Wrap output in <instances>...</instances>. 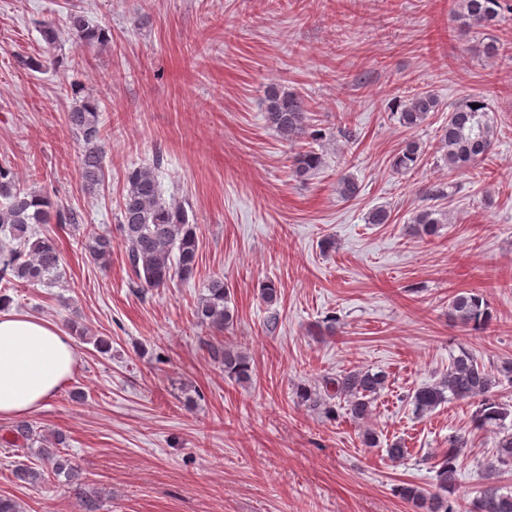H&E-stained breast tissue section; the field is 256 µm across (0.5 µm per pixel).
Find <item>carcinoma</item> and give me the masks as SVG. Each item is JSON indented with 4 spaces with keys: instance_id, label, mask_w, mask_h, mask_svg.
Listing matches in <instances>:
<instances>
[{
    "instance_id": "1",
    "label": "carcinoma",
    "mask_w": 512,
    "mask_h": 512,
    "mask_svg": "<svg viewBox=\"0 0 512 512\" xmlns=\"http://www.w3.org/2000/svg\"><path fill=\"white\" fill-rule=\"evenodd\" d=\"M501 8V0H458L459 16L475 28L496 26ZM66 24L82 44L99 45L107 40L105 30L91 25L80 12L69 14ZM263 104L268 125L282 141L294 142L305 133L309 104L303 96L271 83L265 86ZM438 106L433 93L422 91L398 102L392 116L401 127L413 130L421 127ZM67 123L82 141V185L93 192L104 182L98 101L83 97L69 108ZM496 132L484 100L471 98L452 107L438 140V150L443 152L448 170L465 171L484 160L491 151ZM424 155L422 142L407 139L393 156L392 166L398 171L412 170ZM321 164L319 153L304 151L294 159L293 176L303 183ZM158 169L157 164L142 165L127 172L125 193L117 214L130 280L139 294L163 288L176 277H191L198 264L197 225L190 222L183 206L165 199ZM359 192L358 182L349 175L336 182V193L343 199H353ZM51 222L75 229L83 223V216L73 209H60L48 198L21 188L11 166L1 164L0 287L41 283L59 276L62 254L55 239L40 237L35 229L37 224ZM445 223V213L434 206L417 210L411 219L413 230L425 237L436 236ZM112 247V235L95 233L89 237L86 251L91 260L101 262L112 254ZM448 314L462 327L475 330L486 328L492 321L483 296L473 291L453 295L448 303ZM195 317L199 325L219 331L233 323L223 278L210 280L207 295L195 309ZM203 344L210 359L221 365L225 374L239 382L252 380L251 360L244 351L209 339ZM386 381L387 376L382 371L350 370L324 378L320 386H304L298 389V394L302 402L329 420L336 419L342 410L355 420H366ZM505 381L512 383V360L488 366L479 362L472 351L461 347L437 381L416 388L409 396V402L419 415L433 412L446 401H469L475 405V427L499 429L496 448L484 465V486L468 512H512V494L502 493L498 486L502 474L512 469V429L506 424L512 411L499 403L494 394V388ZM12 432V446L32 448L39 444V455L50 465L53 475H62L68 484L85 491L83 512H98L97 495L86 489L80 469L72 457L62 451L61 435L41 434L26 422L13 426ZM467 446L468 439L462 435L448 437V447L434 455L432 486L424 488L405 483L399 487V496L413 512H457L448 500V493L456 485L459 459ZM13 475L27 484L43 480L42 472L24 464L18 465Z\"/></svg>"
}]
</instances>
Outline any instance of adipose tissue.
<instances>
[{
    "mask_svg": "<svg viewBox=\"0 0 512 512\" xmlns=\"http://www.w3.org/2000/svg\"><path fill=\"white\" fill-rule=\"evenodd\" d=\"M71 336L53 321L0 311V419H23L42 409L77 366Z\"/></svg>",
    "mask_w": 512,
    "mask_h": 512,
    "instance_id": "adipose-tissue-1",
    "label": "adipose tissue"
}]
</instances>
